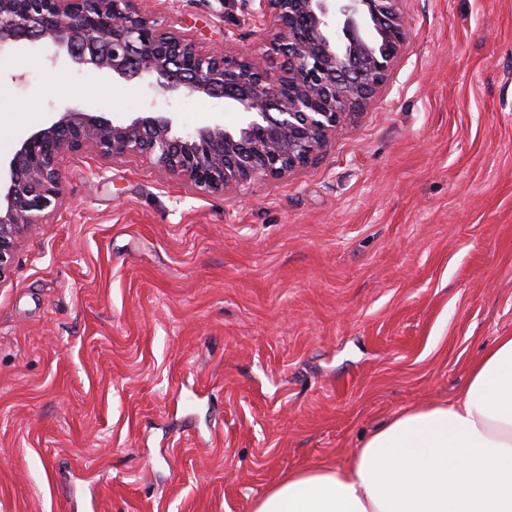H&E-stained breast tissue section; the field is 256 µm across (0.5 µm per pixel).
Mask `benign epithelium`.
<instances>
[{
  "label": "benign epithelium",
  "instance_id": "7a95c632",
  "mask_svg": "<svg viewBox=\"0 0 512 512\" xmlns=\"http://www.w3.org/2000/svg\"><path fill=\"white\" fill-rule=\"evenodd\" d=\"M268 23L261 52L205 50L158 24L137 0H0V57L42 44L74 64L137 81L170 102L218 98L242 114L183 130L167 110L114 121L71 107L0 158V283L22 237L63 202V160L91 148L104 159L149 160L201 194L278 180L313 163L330 136L366 108L408 38L400 0H249Z\"/></svg>",
  "mask_w": 512,
  "mask_h": 512
}]
</instances>
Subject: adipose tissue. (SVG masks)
<instances>
[{
    "mask_svg": "<svg viewBox=\"0 0 512 512\" xmlns=\"http://www.w3.org/2000/svg\"><path fill=\"white\" fill-rule=\"evenodd\" d=\"M253 512H512V336L454 401L396 415L345 466L289 474Z\"/></svg>",
    "mask_w": 512,
    "mask_h": 512,
    "instance_id": "adipose-tissue-1",
    "label": "adipose tissue"
}]
</instances>
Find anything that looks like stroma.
<instances>
[{
	"instance_id": "1",
	"label": "stroma",
	"mask_w": 512,
	"mask_h": 512,
	"mask_svg": "<svg viewBox=\"0 0 512 512\" xmlns=\"http://www.w3.org/2000/svg\"><path fill=\"white\" fill-rule=\"evenodd\" d=\"M203 47L262 40L248 0H140ZM375 102L279 180L201 195L68 158L0 283V512H253L396 414L455 399L512 335V0H401ZM0 59V156L69 106L163 108L135 82ZM183 128L237 126L223 100Z\"/></svg>"
}]
</instances>
